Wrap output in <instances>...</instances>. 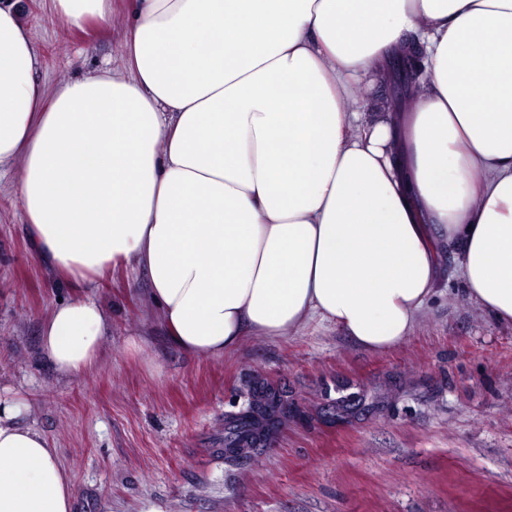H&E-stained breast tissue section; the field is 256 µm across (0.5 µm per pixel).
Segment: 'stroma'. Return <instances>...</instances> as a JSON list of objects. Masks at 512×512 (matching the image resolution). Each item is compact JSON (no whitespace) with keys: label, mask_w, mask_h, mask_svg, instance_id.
Returning <instances> with one entry per match:
<instances>
[{"label":"stroma","mask_w":512,"mask_h":512,"mask_svg":"<svg viewBox=\"0 0 512 512\" xmlns=\"http://www.w3.org/2000/svg\"><path fill=\"white\" fill-rule=\"evenodd\" d=\"M19 10L47 84L125 57L123 7L83 31L57 27L49 0ZM16 180L0 171V389L26 398L25 423L71 473L72 512H512V325L466 297L455 250L389 350L314 320L200 357L172 345L144 274L118 268L91 286L47 274ZM86 293L112 332L92 370L63 378L41 354L42 321ZM262 384L288 414L249 457L227 459L224 425Z\"/></svg>","instance_id":"35a3bbf8"}]
</instances>
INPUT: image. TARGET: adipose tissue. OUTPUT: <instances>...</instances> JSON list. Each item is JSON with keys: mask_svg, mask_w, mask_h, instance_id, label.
I'll return each mask as SVG.
<instances>
[{"mask_svg": "<svg viewBox=\"0 0 512 512\" xmlns=\"http://www.w3.org/2000/svg\"><path fill=\"white\" fill-rule=\"evenodd\" d=\"M65 29L113 0H51ZM122 67L45 87L0 0V167L19 170L33 250L61 282L145 273L174 346L220 357L312 319L385 350L437 294L441 249L467 297L512 323V0H130ZM417 34L405 112L351 101ZM111 316L54 303L41 349L95 366ZM27 404L0 395V512H72Z\"/></svg>", "mask_w": 512, "mask_h": 512, "instance_id": "obj_1", "label": "adipose tissue"}]
</instances>
